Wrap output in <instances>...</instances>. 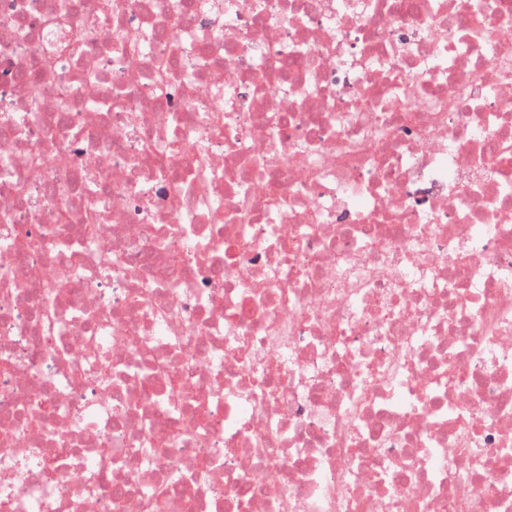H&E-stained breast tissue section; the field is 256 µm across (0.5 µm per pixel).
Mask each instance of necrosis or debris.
Wrapping results in <instances>:
<instances>
[{
  "mask_svg": "<svg viewBox=\"0 0 512 512\" xmlns=\"http://www.w3.org/2000/svg\"><path fill=\"white\" fill-rule=\"evenodd\" d=\"M158 487L512 512V0H0V512Z\"/></svg>",
  "mask_w": 512,
  "mask_h": 512,
  "instance_id": "obj_1",
  "label": "necrosis or debris"
}]
</instances>
